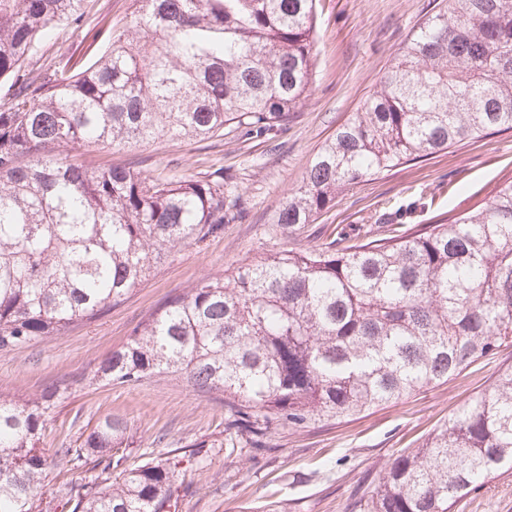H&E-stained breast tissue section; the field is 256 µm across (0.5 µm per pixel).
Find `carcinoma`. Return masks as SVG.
<instances>
[{"label": "carcinoma", "instance_id": "1", "mask_svg": "<svg viewBox=\"0 0 512 512\" xmlns=\"http://www.w3.org/2000/svg\"><path fill=\"white\" fill-rule=\"evenodd\" d=\"M88 0H0V350L93 322L175 251L224 230V172L179 178L90 169L75 146L207 139L236 123L274 130L315 73L313 0H132L131 23L81 55L47 35L79 27ZM380 89L320 147L274 223L285 232L403 161L512 130V0H442ZM512 342V181L483 206L400 239L344 251L278 250L171 296L101 360L106 385L184 380L222 396L225 447H262L272 422L328 423L396 402ZM62 384L0 393V512H178L182 460L127 466L126 427L105 418L55 456L39 437ZM93 461L101 481L80 473ZM120 469L110 480L112 470ZM512 468V369L418 448L395 458L369 512H448Z\"/></svg>", "mask_w": 512, "mask_h": 512}]
</instances>
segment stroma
I'll use <instances>...</instances> for the list:
<instances>
[{
	"instance_id": "stroma-1",
	"label": "stroma",
	"mask_w": 512,
	"mask_h": 512,
	"mask_svg": "<svg viewBox=\"0 0 512 512\" xmlns=\"http://www.w3.org/2000/svg\"><path fill=\"white\" fill-rule=\"evenodd\" d=\"M440 0H315L316 76L303 106L269 135L237 125L222 136H173L129 149L82 148L94 167L132 166L166 176L223 169L239 195L222 233L182 249L120 304L61 336L0 350V392L36 398L62 378L70 384L40 436L47 452L78 445L105 418L123 421L131 462L179 455L186 460L179 512H367L366 500L385 468L419 447L449 416L512 367V343L448 381L395 404L305 429H274L267 448H224V404L186 382L154 379L104 386L95 365L121 346L132 328L172 294L245 259L279 249H340L360 240L401 237L481 206L512 180V130L488 132L426 158L400 163L339 194L312 223L284 233L273 217L297 189L313 156L383 77ZM130 0H89L83 28H58L44 48L83 47L96 31L131 19ZM451 512H512V470L476 486Z\"/></svg>"
}]
</instances>
